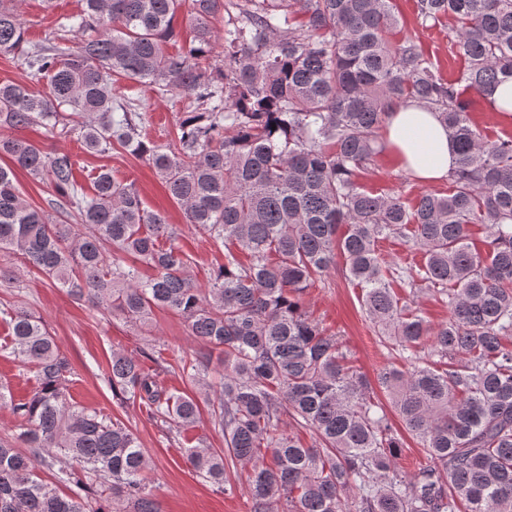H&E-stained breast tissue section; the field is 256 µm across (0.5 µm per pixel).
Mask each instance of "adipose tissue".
I'll return each instance as SVG.
<instances>
[{"mask_svg": "<svg viewBox=\"0 0 512 512\" xmlns=\"http://www.w3.org/2000/svg\"><path fill=\"white\" fill-rule=\"evenodd\" d=\"M386 147L424 182L447 177L455 162L453 144L438 115L412 101L391 112Z\"/></svg>", "mask_w": 512, "mask_h": 512, "instance_id": "ef3b65f1", "label": "adipose tissue"}]
</instances>
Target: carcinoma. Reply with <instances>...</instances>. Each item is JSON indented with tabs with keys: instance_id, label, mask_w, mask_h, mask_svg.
<instances>
[{
	"instance_id": "carcinoma-1",
	"label": "carcinoma",
	"mask_w": 512,
	"mask_h": 512,
	"mask_svg": "<svg viewBox=\"0 0 512 512\" xmlns=\"http://www.w3.org/2000/svg\"><path fill=\"white\" fill-rule=\"evenodd\" d=\"M183 5L194 36L170 53ZM416 8L423 25L452 22L448 40L464 61L455 79L414 41L389 39L399 26L392 0H84L61 33L33 47L19 0H0V55L28 78L0 83V127L75 133L90 154L117 145L147 162L186 223L224 246V262L197 287L176 228L134 184L102 169L89 195L69 154L2 134L11 165L0 166V252L128 322L172 311L219 353L212 376L206 361L177 363L224 433V447L200 443L185 456L226 494V468L246 471L252 512H512V136L487 138L459 96L463 85L486 98L512 79V0ZM121 79L188 100L171 142L144 135L142 114L116 97ZM406 101L439 113L457 147L448 193L410 204L359 182ZM17 169L52 186L54 213L24 199ZM473 224L486 230L480 247ZM390 237L422 261L386 262L378 243ZM339 256L402 361L377 376L400 431L306 306ZM419 291L448 304V320L433 324L412 307ZM0 320L11 332L0 350L38 381L18 402L0 387L30 448L0 439V512H159L139 438L72 399L71 364L46 324L16 305L1 307ZM144 357L156 368L112 353V392L157 424L194 427L197 397L162 387L170 363ZM303 430L315 445H303ZM403 433L424 453L410 475L397 465Z\"/></svg>"
}]
</instances>
